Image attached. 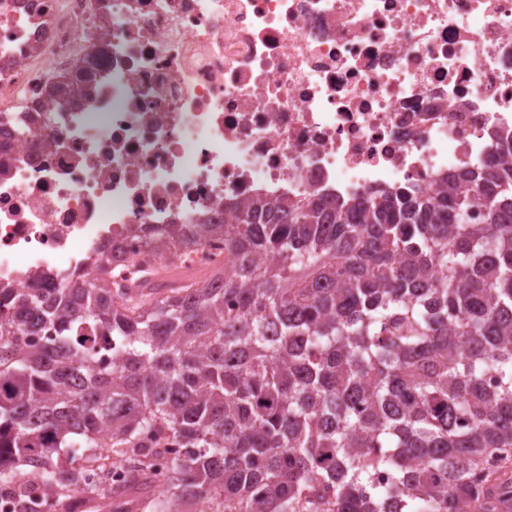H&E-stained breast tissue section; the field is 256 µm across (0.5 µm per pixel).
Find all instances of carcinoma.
<instances>
[{
  "label": "carcinoma",
  "mask_w": 512,
  "mask_h": 512,
  "mask_svg": "<svg viewBox=\"0 0 512 512\" xmlns=\"http://www.w3.org/2000/svg\"><path fill=\"white\" fill-rule=\"evenodd\" d=\"M81 72L62 76L55 102ZM433 196L256 195L231 224L149 231L224 272L169 294L0 286V497L131 512H506L512 477V140ZM480 203L482 212L472 214ZM183 452L156 479L161 439ZM78 448L106 452L79 456ZM197 251L194 253L186 252L183 249L178 250L175 257H186L184 266H202L205 270L222 269L224 268L225 255H224V236L223 237H210L203 241L202 245L196 248ZM190 255L194 258L190 261L188 258Z\"/></svg>",
  "instance_id": "1"
}]
</instances>
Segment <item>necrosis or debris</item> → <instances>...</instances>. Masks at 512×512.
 I'll return each instance as SVG.
<instances>
[{"label":"necrosis or debris","instance_id":"necrosis-or-debris-1","mask_svg":"<svg viewBox=\"0 0 512 512\" xmlns=\"http://www.w3.org/2000/svg\"><path fill=\"white\" fill-rule=\"evenodd\" d=\"M96 46L57 112L44 86ZM0 283L171 285L150 224L256 194L434 193L512 131V0H0Z\"/></svg>","mask_w":512,"mask_h":512}]
</instances>
